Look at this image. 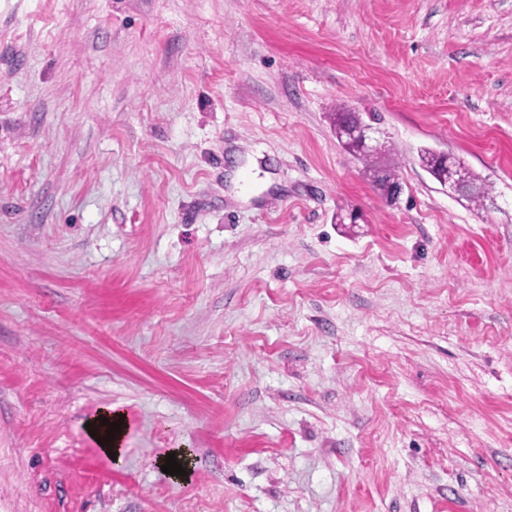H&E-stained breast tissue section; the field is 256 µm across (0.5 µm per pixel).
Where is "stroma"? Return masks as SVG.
<instances>
[{
    "label": "stroma",
    "instance_id": "obj_1",
    "mask_svg": "<svg viewBox=\"0 0 512 512\" xmlns=\"http://www.w3.org/2000/svg\"><path fill=\"white\" fill-rule=\"evenodd\" d=\"M0 512H512V0H0ZM359 155L362 157L358 158L365 163V174L369 176L374 185L381 191L382 195H384L383 192L389 182L397 184V181H395L398 180L396 174L386 169L377 167L375 164L372 163V161H370V157H367L368 155L362 153H359ZM436 154L446 160L447 167V174L441 177L440 183L444 186L448 185V190H450L452 193H456L458 196L466 194L469 190L468 180L475 186H483L488 188L485 182L479 176L473 174L466 167L468 176L467 180L466 173L452 162L450 158L453 156L450 154L444 152H439ZM100 418H108L109 422H117L118 419L122 418V426H121V432L114 434L113 441H110L109 443H103V439H106V430H109V425H102V422H100ZM91 423L90 428H86V424ZM85 424V429L87 431V434L90 436V433H88V430H92V428H96V436L91 437L98 445L100 450L104 455H106L111 461L116 460L117 463H121L123 459V439L127 428V420L125 413L115 406H107L101 408L97 416L90 419ZM96 438L102 439V444H98L96 441Z\"/></svg>",
    "mask_w": 512,
    "mask_h": 512
}]
</instances>
